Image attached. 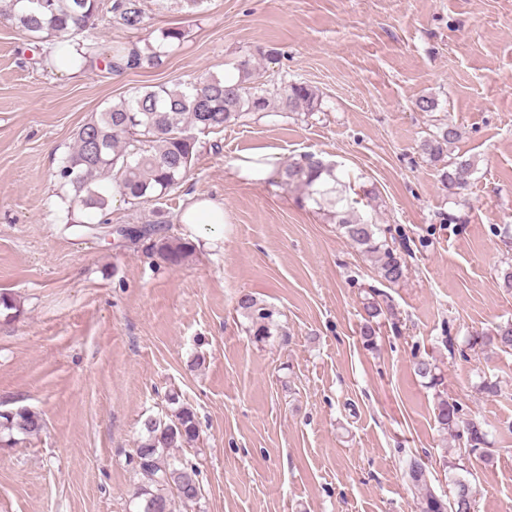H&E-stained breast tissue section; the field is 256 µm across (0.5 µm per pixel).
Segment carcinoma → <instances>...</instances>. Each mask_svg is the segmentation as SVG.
I'll return each instance as SVG.
<instances>
[{
  "instance_id": "1",
  "label": "carcinoma",
  "mask_w": 512,
  "mask_h": 512,
  "mask_svg": "<svg viewBox=\"0 0 512 512\" xmlns=\"http://www.w3.org/2000/svg\"><path fill=\"white\" fill-rule=\"evenodd\" d=\"M144 3L145 0H0V17L30 37L58 46L59 56L45 54L54 67L59 62L76 65L102 59L111 71L136 72L161 65L166 49L181 44L186 31L166 27L153 42L117 45L109 51L101 50L98 41L85 35L96 28L103 13L111 14L112 20L126 29H141ZM79 36L83 40H77ZM75 40L84 48L78 59L65 50L66 43ZM272 55L271 51L259 49L255 55L241 57L235 66L239 74L236 81L212 76L185 86H145L94 113L76 131L74 144L56 174L66 205L62 220L80 224L77 213L95 210L101 215L99 223H110L107 185L133 208L171 195L191 173L201 148L199 135L220 133L248 115L264 114L275 102L284 112H301L306 117L320 111V95L306 83L290 82L272 89L264 86L256 57ZM459 138L458 127L446 123L436 127V132L421 144L422 153L441 165V182L450 195L461 194L476 171L473 160L453 154V145ZM322 173L332 180V185L324 189L316 187ZM279 175L283 184L302 189L303 198L328 212L329 219L341 226L350 244L371 262L380 282L397 285L406 277V259L396 242L388 241L386 232L371 221L353 214L358 200L350 197L352 186L343 181L335 164L310 153L285 165ZM113 232L133 245L147 243L172 266L181 265L191 252L190 242L161 236L160 229L151 223L119 225ZM374 295L364 305L365 317L360 325L363 345L370 349L377 347L379 318L391 310L387 301L378 300L381 292L376 290ZM238 308L247 315L248 331L258 341L277 326L274 311L248 294L238 299ZM471 346L512 353V321L498 325L491 334L474 337ZM415 370L429 379L431 386H438L435 363L422 357L416 361ZM435 420L442 430L461 440L470 453L490 456L483 423L462 418L458 404L437 396ZM45 426L41 413L27 407L1 412L0 447L16 444L17 434L38 436ZM143 429L145 436L131 459L134 469L147 480L135 492L140 500L138 512H185L202 497L200 470L173 450L192 448L199 440L197 412L183 405L168 419H146ZM405 477L418 492L420 512H476L475 491L466 481H457L452 495L439 496L430 486L428 466L416 457L406 461Z\"/></svg>"
}]
</instances>
